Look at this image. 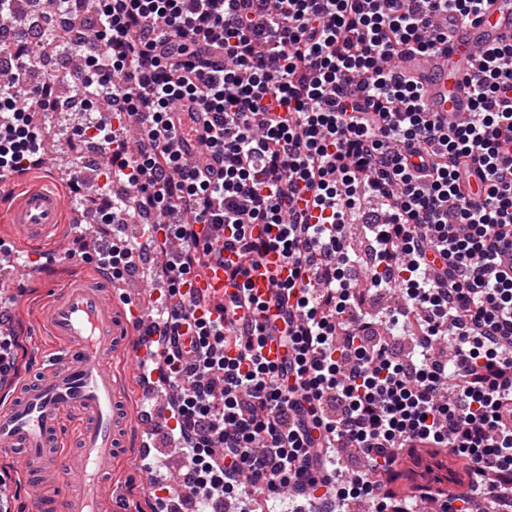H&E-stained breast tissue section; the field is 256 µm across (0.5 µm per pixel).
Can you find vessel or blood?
<instances>
[{
	"label": "vessel or blood",
	"instance_id": "vessel-or-blood-1",
	"mask_svg": "<svg viewBox=\"0 0 512 512\" xmlns=\"http://www.w3.org/2000/svg\"><path fill=\"white\" fill-rule=\"evenodd\" d=\"M511 39L512 0H486L479 17L457 29L448 44L431 54H408L401 71L423 88L431 111L456 117L471 109L467 78L477 70L480 54ZM176 111L181 118L175 128L180 151L188 161L204 164L202 124L193 122L188 102L178 104ZM6 179L18 186L9 207L0 211V222L15 236L16 249L7 258L18 270L13 288L19 293L28 288L32 276L56 268L72 246L58 233L66 211L59 189L49 181H27L20 173H9ZM289 275L288 265L272 249L261 265L249 270V286L264 300L274 294V280L284 281ZM136 288L129 281L122 295H114L99 275L72 279L57 288L43 318L61 342L50 367L32 384L0 380V387L12 392L9 402L0 405V453L20 455L39 481L51 480L63 487L60 501L36 499L33 512H101L110 495L105 480L122 455L125 433L134 418L124 395L126 374L143 376L148 391L173 386L172 381L162 380L160 370L143 369L150 354H163L164 349L151 347L137 331L150 316ZM195 289L211 298L210 311L218 317L238 287L219 266L197 278ZM119 357L125 358L127 373L115 371ZM70 413L83 423L82 448L76 455L60 449L61 426ZM141 429L138 459L149 483L153 469L163 467L166 460L159 455L157 423H142Z\"/></svg>",
	"mask_w": 512,
	"mask_h": 512
}]
</instances>
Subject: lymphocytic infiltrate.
<instances>
[{
    "label": "lymphocytic infiltrate",
    "mask_w": 512,
    "mask_h": 512,
    "mask_svg": "<svg viewBox=\"0 0 512 512\" xmlns=\"http://www.w3.org/2000/svg\"><path fill=\"white\" fill-rule=\"evenodd\" d=\"M482 3L100 0L75 88L111 104L89 129L110 149L112 181L137 191L109 201L107 220L152 213L159 249L179 246L160 320L168 371L184 381L171 408L184 498L285 493L415 512L416 497L379 476L426 449L464 458L470 474L463 492L428 486L439 512L486 497L512 512V108L499 100L512 44L484 53L473 110L455 120L397 70L447 42L438 16L466 24ZM50 95L0 85L1 171L28 170ZM182 100L204 116L202 168L171 146ZM356 222L366 265L345 231ZM225 228L230 239L210 241ZM228 249L235 279L270 249L293 266L276 285L277 323H222L194 293ZM393 288L402 304L372 309ZM401 322L417 325L405 354L379 333ZM270 336L281 360L264 354ZM347 451L366 468L344 465Z\"/></svg>",
    "instance_id": "obj_1"
}]
</instances>
